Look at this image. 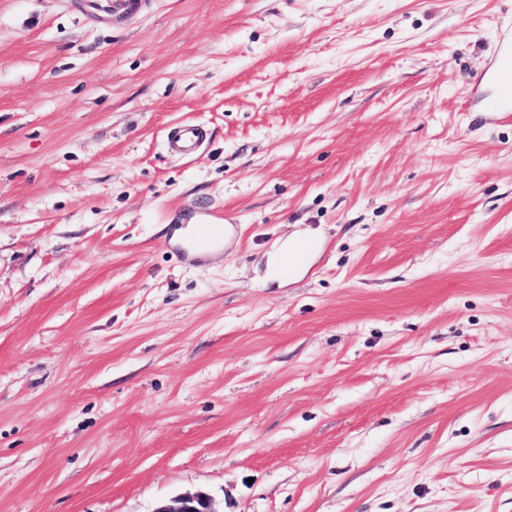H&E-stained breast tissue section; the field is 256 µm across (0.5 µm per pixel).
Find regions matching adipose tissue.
Segmentation results:
<instances>
[{"instance_id":"ef3b65f1","label":"adipose tissue","mask_w":512,"mask_h":512,"mask_svg":"<svg viewBox=\"0 0 512 512\" xmlns=\"http://www.w3.org/2000/svg\"><path fill=\"white\" fill-rule=\"evenodd\" d=\"M321 242L319 231L308 230L297 237L274 244L266 254V281L282 287L302 279L318 254Z\"/></svg>"}]
</instances>
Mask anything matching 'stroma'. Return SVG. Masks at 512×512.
<instances>
[{
	"mask_svg": "<svg viewBox=\"0 0 512 512\" xmlns=\"http://www.w3.org/2000/svg\"><path fill=\"white\" fill-rule=\"evenodd\" d=\"M511 35L512 0H0V512H512V113L479 81ZM206 138L203 125L182 123L171 128L166 135L168 151L179 158L196 155ZM216 215L213 211L204 210L197 213L195 221H196V235L200 241H208L213 236L217 235L221 232L222 228L224 230V236L228 231L226 224L223 225V221L220 219H214ZM322 234L317 230H307L303 234L275 243L266 253L265 279L279 287L302 279L308 271L312 260L318 254ZM301 244H307L308 250L296 260L295 250ZM292 263L291 265H288ZM154 512H224L219 501L202 490L177 494L160 502Z\"/></svg>",
	"mask_w": 512,
	"mask_h": 512,
	"instance_id": "1",
	"label": "stroma"
}]
</instances>
